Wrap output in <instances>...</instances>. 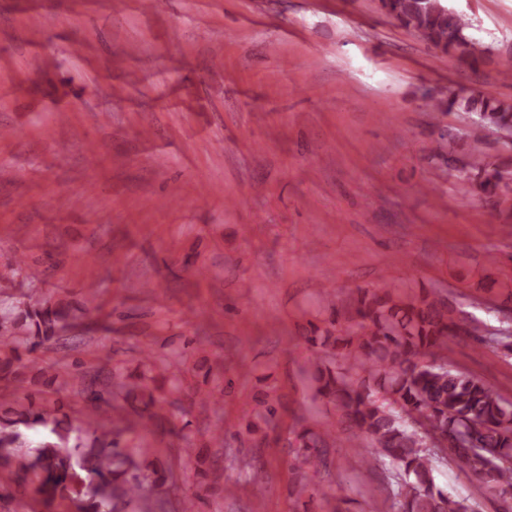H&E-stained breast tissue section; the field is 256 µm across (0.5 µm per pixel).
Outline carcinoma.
<instances>
[{
	"label": "carcinoma",
	"mask_w": 512,
	"mask_h": 512,
	"mask_svg": "<svg viewBox=\"0 0 512 512\" xmlns=\"http://www.w3.org/2000/svg\"><path fill=\"white\" fill-rule=\"evenodd\" d=\"M380 7L442 53L458 50L474 58L479 51L466 34L469 22L442 0H380ZM446 107L470 112L478 128L512 132L511 103L451 93ZM467 176L491 200L506 202L512 196V178L498 166L474 162ZM353 311L342 323L333 314L305 337L308 349H321L311 359L315 392L336 404L346 429L370 437L381 449L380 456L362 459L366 469L389 460L399 512H475L467 499L436 487L434 462L442 456L427 446L428 437L436 435L455 440L446 450L449 462L495 496L512 497V402L486 380L446 363L447 340L459 335L460 318L430 293L402 297L388 290H359ZM79 315L88 319L92 311L31 297L0 311V381H10L13 365L22 361L19 348L31 353L58 341ZM466 335L512 352V334H494L475 319ZM114 394L126 405L109 428L89 415L66 422L58 410L31 403L0 415V470L17 487H31L26 512L58 499L78 501L80 512H165L159 479L138 462L146 449L120 442L145 419L161 423L162 402L145 378L138 384L119 382L115 393L91 389L88 398L106 402ZM292 434L288 445L303 493L313 477L329 471L336 430L300 421ZM198 472L202 480L184 501L187 512H194L199 489L220 485L221 476Z\"/></svg>",
	"instance_id": "1"
}]
</instances>
